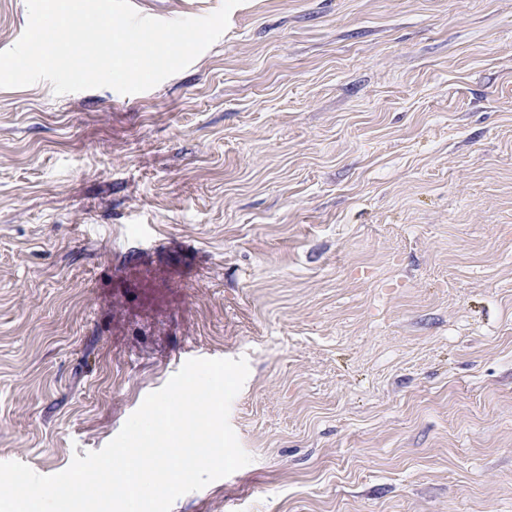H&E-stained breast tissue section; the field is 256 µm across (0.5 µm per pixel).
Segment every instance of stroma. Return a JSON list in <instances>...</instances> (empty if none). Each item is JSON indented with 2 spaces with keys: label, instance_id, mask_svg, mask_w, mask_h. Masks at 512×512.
I'll return each instance as SVG.
<instances>
[{
  "label": "stroma",
  "instance_id": "1",
  "mask_svg": "<svg viewBox=\"0 0 512 512\" xmlns=\"http://www.w3.org/2000/svg\"><path fill=\"white\" fill-rule=\"evenodd\" d=\"M240 357L252 461L171 512H512V0H243L147 91L0 88V462Z\"/></svg>",
  "mask_w": 512,
  "mask_h": 512
}]
</instances>
